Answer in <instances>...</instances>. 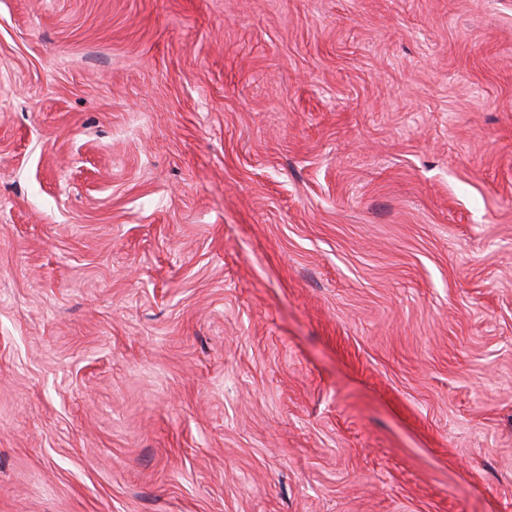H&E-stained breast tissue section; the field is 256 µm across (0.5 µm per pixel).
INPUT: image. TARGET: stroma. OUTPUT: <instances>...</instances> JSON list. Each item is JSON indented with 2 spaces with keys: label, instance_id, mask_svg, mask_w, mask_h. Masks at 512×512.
<instances>
[{
  "label": "stroma",
  "instance_id": "obj_1",
  "mask_svg": "<svg viewBox=\"0 0 512 512\" xmlns=\"http://www.w3.org/2000/svg\"><path fill=\"white\" fill-rule=\"evenodd\" d=\"M0 512H512V0H0Z\"/></svg>",
  "mask_w": 512,
  "mask_h": 512
}]
</instances>
